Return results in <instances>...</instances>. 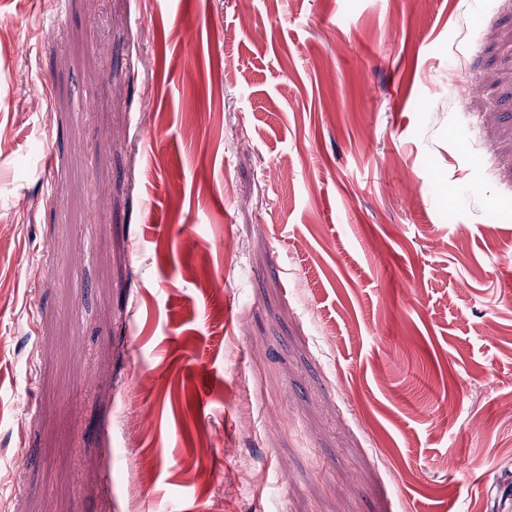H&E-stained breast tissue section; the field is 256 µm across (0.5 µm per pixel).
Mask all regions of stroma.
<instances>
[{
    "instance_id": "35a3bbf8",
    "label": "stroma",
    "mask_w": 512,
    "mask_h": 512,
    "mask_svg": "<svg viewBox=\"0 0 512 512\" xmlns=\"http://www.w3.org/2000/svg\"><path fill=\"white\" fill-rule=\"evenodd\" d=\"M54 3L0 0V512H498L512 0Z\"/></svg>"
}]
</instances>
